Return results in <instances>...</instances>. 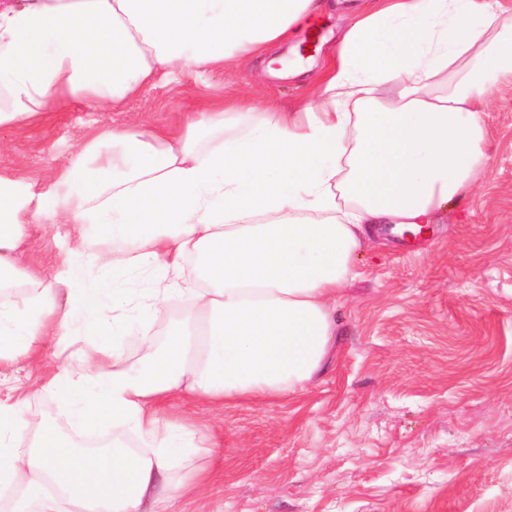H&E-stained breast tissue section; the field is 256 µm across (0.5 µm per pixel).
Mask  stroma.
Segmentation results:
<instances>
[{
	"mask_svg": "<svg viewBox=\"0 0 512 512\" xmlns=\"http://www.w3.org/2000/svg\"><path fill=\"white\" fill-rule=\"evenodd\" d=\"M372 0L312 16L331 62L341 34ZM319 68L296 77L261 60L207 67L144 85L119 110L71 103L0 128V170L56 172L88 134L141 116L175 126L228 101L304 104ZM487 159L474 189L431 225L422 244L373 234L336 309L338 329L308 391L184 411L224 431V467L205 512H512V84L482 113ZM50 225L22 261L51 273L63 257ZM50 354L0 368V398L24 395L53 370Z\"/></svg>",
	"mask_w": 512,
	"mask_h": 512,
	"instance_id": "stroma-1",
	"label": "stroma"
}]
</instances>
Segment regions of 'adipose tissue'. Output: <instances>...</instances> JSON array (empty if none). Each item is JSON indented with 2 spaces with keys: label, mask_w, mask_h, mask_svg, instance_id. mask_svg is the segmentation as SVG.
<instances>
[{
  "label": "adipose tissue",
  "mask_w": 512,
  "mask_h": 512,
  "mask_svg": "<svg viewBox=\"0 0 512 512\" xmlns=\"http://www.w3.org/2000/svg\"><path fill=\"white\" fill-rule=\"evenodd\" d=\"M321 7L23 0L0 10V127L73 101L120 107L161 70L261 58ZM510 78L500 0H377L299 108L224 103L174 136L106 130L41 191L0 173V365L47 347L57 363L32 398L0 400V512L200 500L220 443L173 404L305 390L370 226L420 233L475 186L479 108ZM35 224L69 227L48 277L18 258ZM35 398L53 414L33 413Z\"/></svg>",
  "instance_id": "obj_1"
}]
</instances>
